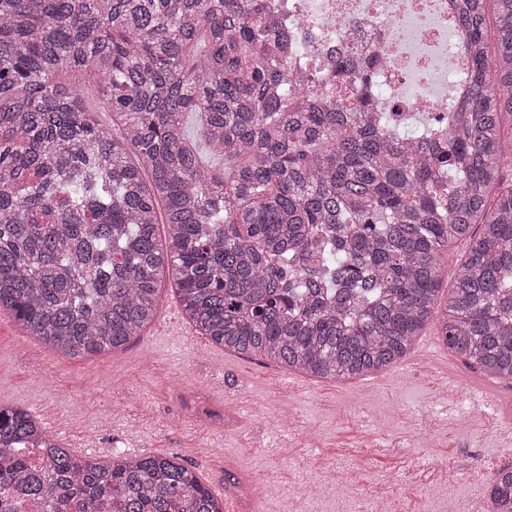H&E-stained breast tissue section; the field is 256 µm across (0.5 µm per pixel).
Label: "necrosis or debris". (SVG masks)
I'll list each match as a JSON object with an SVG mask.
<instances>
[{"label": "necrosis or debris", "mask_w": 512, "mask_h": 512, "mask_svg": "<svg viewBox=\"0 0 512 512\" xmlns=\"http://www.w3.org/2000/svg\"><path fill=\"white\" fill-rule=\"evenodd\" d=\"M288 29L302 75L326 72L337 53L376 54L383 66L375 96L396 119L445 117L448 86L467 65L448 0H266Z\"/></svg>", "instance_id": "obj_1"}]
</instances>
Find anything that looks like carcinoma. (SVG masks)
<instances>
[{"mask_svg":"<svg viewBox=\"0 0 512 512\" xmlns=\"http://www.w3.org/2000/svg\"><path fill=\"white\" fill-rule=\"evenodd\" d=\"M455 11L470 97L439 143L372 111L369 62L336 56L367 89L349 106L293 82L264 0H0V310L92 358L143 335L167 275L202 335L291 371H382L433 318L467 367L512 380V0ZM489 500L512 512V467ZM19 501L224 512L173 458L103 467L1 406L0 512Z\"/></svg>","mask_w":512,"mask_h":512,"instance_id":"carcinoma-1","label":"carcinoma"}]
</instances>
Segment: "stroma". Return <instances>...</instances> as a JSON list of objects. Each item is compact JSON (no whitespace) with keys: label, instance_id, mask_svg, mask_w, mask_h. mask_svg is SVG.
<instances>
[{"label":"stroma","instance_id":"stroma-1","mask_svg":"<svg viewBox=\"0 0 512 512\" xmlns=\"http://www.w3.org/2000/svg\"><path fill=\"white\" fill-rule=\"evenodd\" d=\"M441 359L464 399L404 358L363 379L324 381L220 352L180 309L169 281L141 338L85 360L24 335L0 312V405L32 412L76 456L124 450L181 458L210 490L238 484L231 512H469L512 444L490 428L477 376ZM479 460L482 468L470 470Z\"/></svg>","mask_w":512,"mask_h":512}]
</instances>
